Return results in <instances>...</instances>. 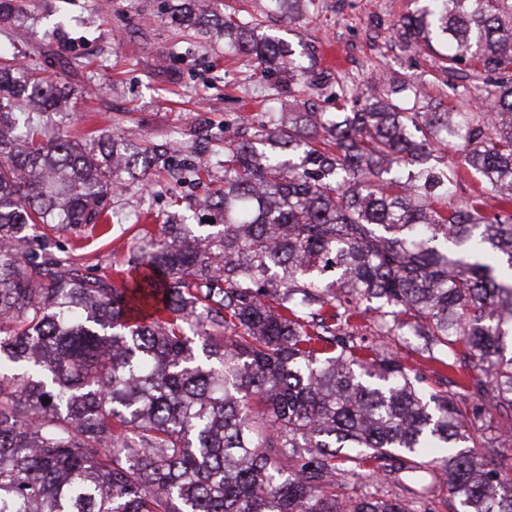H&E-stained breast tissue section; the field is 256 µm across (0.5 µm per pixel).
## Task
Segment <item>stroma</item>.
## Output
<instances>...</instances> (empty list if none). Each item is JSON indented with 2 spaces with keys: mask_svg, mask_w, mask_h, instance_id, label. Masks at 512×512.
<instances>
[{
  "mask_svg": "<svg viewBox=\"0 0 512 512\" xmlns=\"http://www.w3.org/2000/svg\"><path fill=\"white\" fill-rule=\"evenodd\" d=\"M179 2L42 0L25 26L0 32L1 50L22 61L41 57L47 75L74 86L68 111L56 117L66 135L114 134L176 150L170 170L109 196L106 232L88 226L48 231L52 251L74 255L82 273L125 264L140 247L137 225L172 210L191 216L193 201L219 184L206 176L187 179L184 170L213 161L212 134L263 118L273 103L275 78L260 75L223 43L183 30L172 18ZM223 2L227 11L255 17L268 32L304 45L329 73L320 92L325 111H334L336 94L367 90L380 79H414L425 101L459 112L478 109V93L465 78H458V91H450L437 59L405 48L398 38L395 24L415 0H315L313 13L290 23L269 11L267 0ZM52 12L68 19L53 34Z\"/></svg>",
  "mask_w": 512,
  "mask_h": 512,
  "instance_id": "stroma-1",
  "label": "stroma"
}]
</instances>
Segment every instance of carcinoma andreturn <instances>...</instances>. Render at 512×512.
<instances>
[{
  "instance_id": "cac0c4a2",
  "label": "carcinoma",
  "mask_w": 512,
  "mask_h": 512,
  "mask_svg": "<svg viewBox=\"0 0 512 512\" xmlns=\"http://www.w3.org/2000/svg\"><path fill=\"white\" fill-rule=\"evenodd\" d=\"M268 2L289 22L315 5ZM422 2L398 37L450 78L474 62L490 111L409 79L325 112L303 52L182 3L180 26L280 76L288 110L224 135V186L197 223L140 229L123 288L34 231L98 223L167 153L69 139L40 117L67 87L0 63V512H512V440L481 424L512 429V0ZM33 5L0 0V28ZM462 166L481 189L458 202ZM369 325L424 338L421 361ZM370 478L402 494H358Z\"/></svg>"
}]
</instances>
